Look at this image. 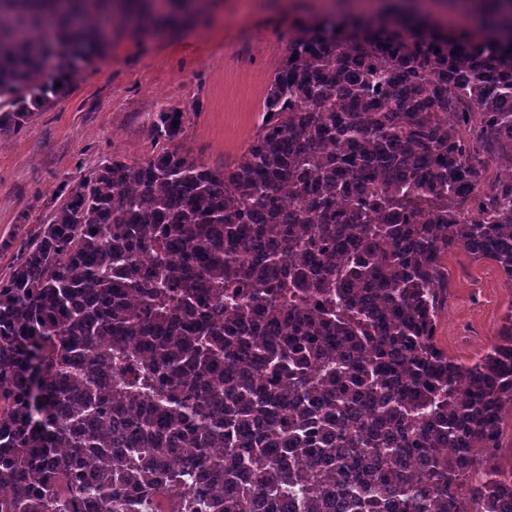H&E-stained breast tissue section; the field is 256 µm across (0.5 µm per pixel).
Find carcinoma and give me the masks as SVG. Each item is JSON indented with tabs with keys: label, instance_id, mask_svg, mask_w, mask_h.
<instances>
[{
	"label": "carcinoma",
	"instance_id": "carcinoma-1",
	"mask_svg": "<svg viewBox=\"0 0 512 512\" xmlns=\"http://www.w3.org/2000/svg\"><path fill=\"white\" fill-rule=\"evenodd\" d=\"M166 2L0 0V131L201 0ZM478 2L480 40L315 15L234 166L69 190L0 279V512H512V314L436 340L451 249L512 280V0Z\"/></svg>",
	"mask_w": 512,
	"mask_h": 512
}]
</instances>
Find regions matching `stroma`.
I'll use <instances>...</instances> for the list:
<instances>
[{"label": "stroma", "mask_w": 512, "mask_h": 512, "mask_svg": "<svg viewBox=\"0 0 512 512\" xmlns=\"http://www.w3.org/2000/svg\"><path fill=\"white\" fill-rule=\"evenodd\" d=\"M209 0L180 29L127 28L82 69L65 93L29 112L21 130L0 132V279L21 242L46 223L62 183L76 185L97 165L139 163L165 142L159 112L184 119L178 145L210 167L231 163L262 119L270 80L295 24L331 7L337 16L380 17L389 0ZM448 301L436 339L470 363L497 339L512 311V281L490 261L452 249Z\"/></svg>", "instance_id": "obj_1"}]
</instances>
